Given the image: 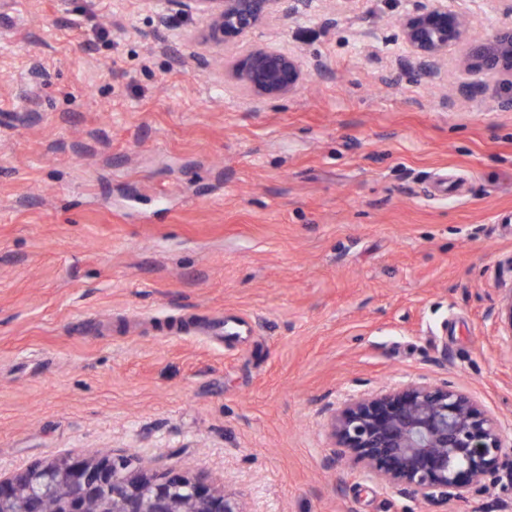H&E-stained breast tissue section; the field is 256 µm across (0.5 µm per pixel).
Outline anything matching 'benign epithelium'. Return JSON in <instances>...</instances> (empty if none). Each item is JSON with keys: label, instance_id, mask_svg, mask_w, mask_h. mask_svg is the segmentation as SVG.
Instances as JSON below:
<instances>
[{"label": "benign epithelium", "instance_id": "benign-epithelium-1", "mask_svg": "<svg viewBox=\"0 0 512 512\" xmlns=\"http://www.w3.org/2000/svg\"><path fill=\"white\" fill-rule=\"evenodd\" d=\"M204 19L201 43L224 50V83L255 101L293 96L305 80L300 57L250 35L288 14L290 0H178ZM402 44L422 70L445 68L455 53L459 86L477 77L509 91L512 109V21L490 34H474L466 13L448 0H428L396 19ZM498 349L512 354V286L501 289L495 311ZM337 442L324 460L334 470L352 465L368 480L397 488L424 504L465 497L512 455L501 420L469 392L442 384L399 383L377 393L349 394L327 409ZM55 512H248L242 501L204 474L134 467L113 452L62 457L0 478V512H35L41 498Z\"/></svg>", "mask_w": 512, "mask_h": 512}]
</instances>
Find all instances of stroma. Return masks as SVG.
<instances>
[{
    "label": "stroma",
    "mask_w": 512,
    "mask_h": 512,
    "mask_svg": "<svg viewBox=\"0 0 512 512\" xmlns=\"http://www.w3.org/2000/svg\"><path fill=\"white\" fill-rule=\"evenodd\" d=\"M424 2L273 19L307 77L258 103L172 0H0V474L114 451L258 512H512L511 457L454 504L323 467L348 391L448 381L512 426V110L405 56ZM495 322L498 326V349L512 354V285L509 288H501Z\"/></svg>",
    "instance_id": "35a3bbf8"
}]
</instances>
